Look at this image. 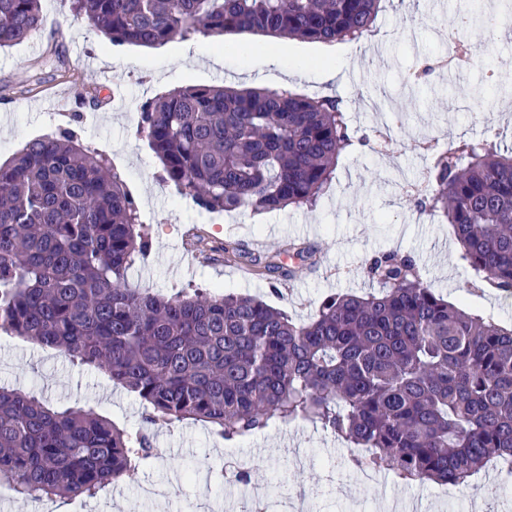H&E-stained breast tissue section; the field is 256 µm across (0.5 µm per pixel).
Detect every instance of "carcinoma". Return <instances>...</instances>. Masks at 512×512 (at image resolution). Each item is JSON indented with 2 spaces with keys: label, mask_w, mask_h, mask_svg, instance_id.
<instances>
[{
  "label": "carcinoma",
  "mask_w": 512,
  "mask_h": 512,
  "mask_svg": "<svg viewBox=\"0 0 512 512\" xmlns=\"http://www.w3.org/2000/svg\"><path fill=\"white\" fill-rule=\"evenodd\" d=\"M382 0H71L113 45L254 32L315 42L373 32ZM464 0L453 24L478 19ZM40 0H0V49L42 33ZM164 179L208 212L313 207L339 158L364 145L342 100L185 86L137 126ZM416 207L452 225L474 281L512 292V153L459 139L434 155ZM151 238L120 173L61 128L0 164V331L100 369L146 422H204L226 441L310 421L367 454L354 469L448 488L494 462L512 476V327L435 293L412 257L366 264L378 294L336 293L297 322L219 288L170 295L128 271ZM227 262L288 279L280 255L231 243ZM154 455L149 437L92 410L0 386V483L35 500L93 496Z\"/></svg>",
  "instance_id": "1"
}]
</instances>
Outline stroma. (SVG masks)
<instances>
[{
    "mask_svg": "<svg viewBox=\"0 0 512 512\" xmlns=\"http://www.w3.org/2000/svg\"><path fill=\"white\" fill-rule=\"evenodd\" d=\"M457 3L383 0L374 34L333 47L279 39L287 64L301 68L289 78L249 57L248 47L258 40L251 33L199 35L153 48L114 46L72 12L69 0H43V14L59 34L46 31L0 51V161L28 140L68 125L73 111H81L76 130L83 143L106 155L124 176L139 222L151 236L150 252L128 274L136 288L170 294L191 286L220 287L305 321L329 294L379 291V284L365 277L364 264L397 250L416 261L448 302L511 325L512 297L487 285L473 287L452 226L419 213L403 190L431 165L418 147L422 138L464 137L494 143L503 152L512 149V112L498 109L512 93V31L476 21L457 33L476 48L475 64L411 79L425 62L447 53L448 23ZM329 67L336 70L331 80L322 75ZM190 85L336 95L352 128L369 137L387 122L391 139L386 149L370 143L341 157L330 189L314 207L289 206L259 218L244 212L228 222L162 181L158 159L136 134L145 101ZM94 91L99 104H82ZM229 241L257 255L304 243L316 251L317 263L274 286L226 263L222 248ZM0 386L33 390L51 405L91 409L119 427H143L150 435L155 456L123 483L90 498L56 500L53 512H184L191 499L197 512H240L229 507L228 493L242 502L257 487L268 512H391L393 503L413 499L425 512H473L475 498L482 501V512H512V478L495 465L448 493L433 483L403 484L390 473L370 480L350 467L341 440L309 421L276 423L230 443L200 422L144 426L141 400L108 375L6 334L0 335ZM228 452L246 462L249 483L214 479L213 466Z\"/></svg>",
    "mask_w": 512,
    "mask_h": 512,
    "instance_id": "stroma-1",
    "label": "stroma"
}]
</instances>
